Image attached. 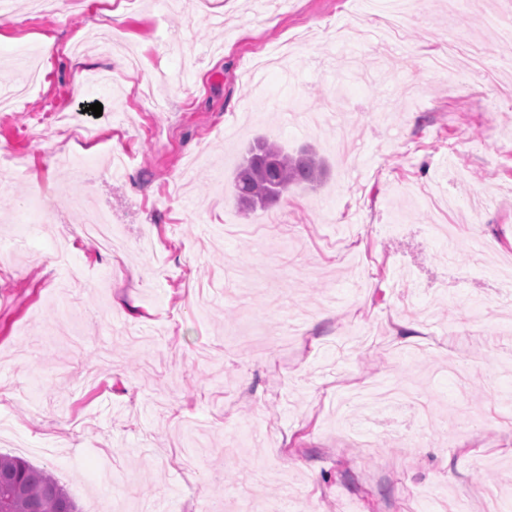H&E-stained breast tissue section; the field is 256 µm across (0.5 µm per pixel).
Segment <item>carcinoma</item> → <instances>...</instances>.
Segmentation results:
<instances>
[{
  "label": "carcinoma",
  "mask_w": 512,
  "mask_h": 512,
  "mask_svg": "<svg viewBox=\"0 0 512 512\" xmlns=\"http://www.w3.org/2000/svg\"><path fill=\"white\" fill-rule=\"evenodd\" d=\"M322 163L313 155L290 156L262 141L243 156L233 177L235 197L246 213L278 201L292 186H318ZM0 512H78L51 474L26 460L0 454Z\"/></svg>",
  "instance_id": "cac0c4a2"
}]
</instances>
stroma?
I'll return each instance as SVG.
<instances>
[{"label": "stroma", "instance_id": "1", "mask_svg": "<svg viewBox=\"0 0 512 512\" xmlns=\"http://www.w3.org/2000/svg\"><path fill=\"white\" fill-rule=\"evenodd\" d=\"M87 2L0 20V94L42 71L0 112V453L80 512H512V42L488 25L512 0H424L394 31L412 0ZM459 34L495 81L433 70ZM93 69L112 83L74 87ZM259 137L326 174L246 216ZM78 174L111 250L63 206Z\"/></svg>", "mask_w": 512, "mask_h": 512}]
</instances>
